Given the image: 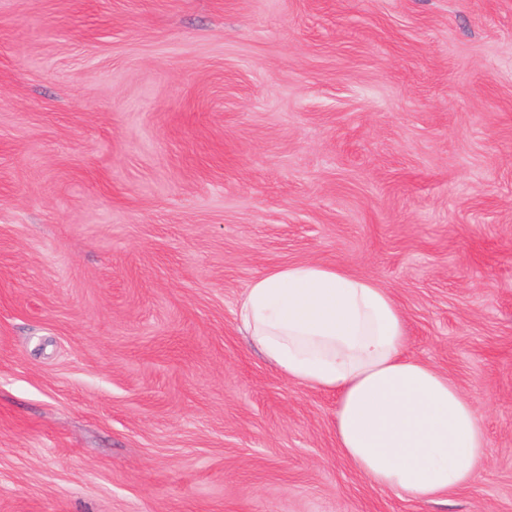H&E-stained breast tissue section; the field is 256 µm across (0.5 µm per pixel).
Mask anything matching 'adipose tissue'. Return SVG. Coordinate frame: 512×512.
<instances>
[{
    "instance_id": "1",
    "label": "adipose tissue",
    "mask_w": 512,
    "mask_h": 512,
    "mask_svg": "<svg viewBox=\"0 0 512 512\" xmlns=\"http://www.w3.org/2000/svg\"><path fill=\"white\" fill-rule=\"evenodd\" d=\"M238 329L288 380L336 396V441L373 486L435 501L486 456L477 403L406 353L403 310L369 278L320 262L272 268L237 309Z\"/></svg>"
}]
</instances>
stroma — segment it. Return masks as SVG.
I'll use <instances>...</instances> for the list:
<instances>
[{
	"label": "stroma",
	"instance_id": "35a3bbf8",
	"mask_svg": "<svg viewBox=\"0 0 512 512\" xmlns=\"http://www.w3.org/2000/svg\"><path fill=\"white\" fill-rule=\"evenodd\" d=\"M322 262L476 400L436 503L237 328ZM0 512H512V0H0Z\"/></svg>",
	"mask_w": 512,
	"mask_h": 512
}]
</instances>
